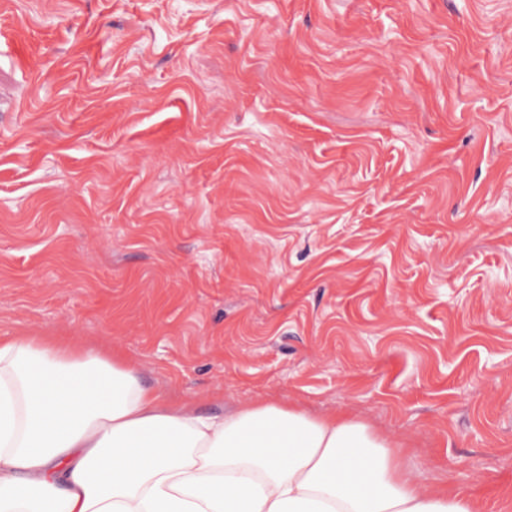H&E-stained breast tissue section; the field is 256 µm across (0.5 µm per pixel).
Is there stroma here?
Here are the masks:
<instances>
[{
  "label": "stroma",
  "mask_w": 512,
  "mask_h": 512,
  "mask_svg": "<svg viewBox=\"0 0 512 512\" xmlns=\"http://www.w3.org/2000/svg\"><path fill=\"white\" fill-rule=\"evenodd\" d=\"M18 331L512 512V0H0Z\"/></svg>",
  "instance_id": "35a3bbf8"
}]
</instances>
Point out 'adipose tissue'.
<instances>
[{
    "label": "adipose tissue",
    "mask_w": 512,
    "mask_h": 512,
    "mask_svg": "<svg viewBox=\"0 0 512 512\" xmlns=\"http://www.w3.org/2000/svg\"><path fill=\"white\" fill-rule=\"evenodd\" d=\"M0 512H476L365 418L165 402L118 357L0 336Z\"/></svg>",
    "instance_id": "adipose-tissue-1"
}]
</instances>
